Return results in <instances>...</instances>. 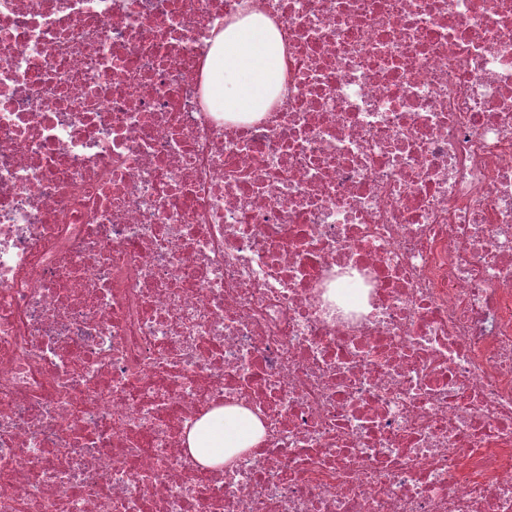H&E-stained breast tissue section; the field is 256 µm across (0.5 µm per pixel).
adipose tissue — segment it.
<instances>
[{
	"label": "adipose tissue",
	"instance_id": "obj_1",
	"mask_svg": "<svg viewBox=\"0 0 512 512\" xmlns=\"http://www.w3.org/2000/svg\"><path fill=\"white\" fill-rule=\"evenodd\" d=\"M284 53L280 32L260 13L214 31L205 69L209 94L225 119L250 120L270 108L284 86ZM207 419L188 435L193 456L206 466H233L264 434L259 418L244 407L215 410Z\"/></svg>",
	"mask_w": 512,
	"mask_h": 512
}]
</instances>
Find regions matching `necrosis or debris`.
I'll return each instance as SVG.
<instances>
[{"label":"necrosis or debris","mask_w":512,"mask_h":512,"mask_svg":"<svg viewBox=\"0 0 512 512\" xmlns=\"http://www.w3.org/2000/svg\"><path fill=\"white\" fill-rule=\"evenodd\" d=\"M0 512H512V0H0ZM206 59L209 94L225 120H250L267 112L284 86L285 45L261 13L215 30ZM204 420L212 424L192 429L188 443L193 456L206 466L232 467L237 455L252 448L264 434L259 418L244 407L214 410Z\"/></svg>","instance_id":"necrosis-or-debris-1"}]
</instances>
